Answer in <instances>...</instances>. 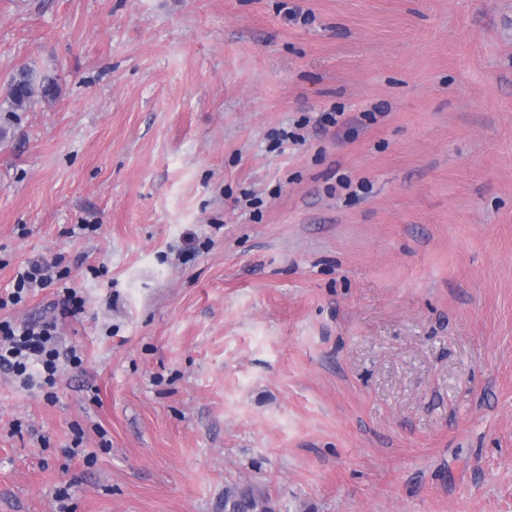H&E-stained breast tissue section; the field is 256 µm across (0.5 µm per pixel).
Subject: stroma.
Listing matches in <instances>:
<instances>
[{
    "mask_svg": "<svg viewBox=\"0 0 512 512\" xmlns=\"http://www.w3.org/2000/svg\"><path fill=\"white\" fill-rule=\"evenodd\" d=\"M1 126L0 512H512V0H0ZM58 92L59 83L56 76L39 74L27 66H22L10 79V111H22L36 98H54ZM49 265L43 261H31L26 267L18 272L15 278L14 291L9 293L6 298L0 296V308L7 307L8 304L17 305L23 301V295L30 288H43L51 284V278L48 275ZM55 329L53 321L19 326L0 322V367L10 370L24 386L32 385L34 372L41 379V384H54L61 355L73 366L82 363L75 349L61 353ZM224 512H274L270 498L251 486L237 487L224 493Z\"/></svg>",
    "mask_w": 512,
    "mask_h": 512,
    "instance_id": "35a3bbf8",
    "label": "stroma"
}]
</instances>
